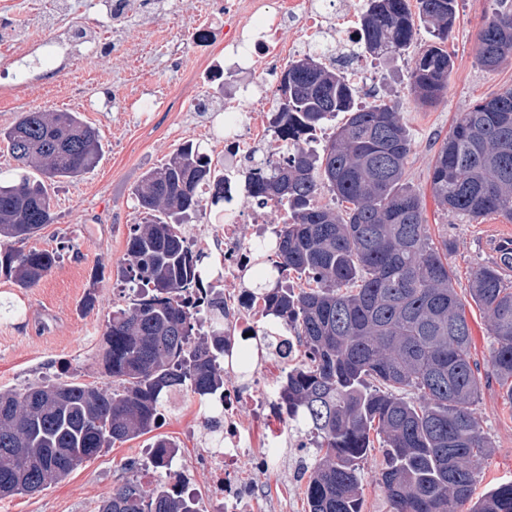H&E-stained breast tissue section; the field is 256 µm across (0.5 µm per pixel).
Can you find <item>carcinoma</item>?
Returning a JSON list of instances; mask_svg holds the SVG:
<instances>
[{"label": "carcinoma", "mask_w": 512, "mask_h": 512, "mask_svg": "<svg viewBox=\"0 0 512 512\" xmlns=\"http://www.w3.org/2000/svg\"><path fill=\"white\" fill-rule=\"evenodd\" d=\"M495 8L478 37L476 62L495 71L512 57V3ZM367 0L361 52L374 58L407 48L416 24L432 36L410 70L415 102L434 105L453 68L446 43L456 0ZM272 121L282 149L251 162L248 197L288 211L274 257L261 260L253 298L270 318L258 339L302 359L281 380L278 409L324 451L310 471L308 512H362L359 481L368 449L383 448L380 480L391 512H512V481L475 497L479 461L492 448L476 402L483 375L470 354L466 305L485 314L491 373L512 405V256L478 263L462 299L448 266V237L433 238L421 195L407 182L410 130L396 104L359 102L355 86L325 55L288 63ZM344 122L310 147L317 133ZM11 157L36 169L0 183V274L32 288L59 256L20 244L54 217L46 181L76 177L100 153L99 134L75 112L21 114L0 130ZM434 197L449 213L512 221V87L476 101L440 144L430 171ZM224 202V174L198 143L184 142L132 192L133 225L121 270L128 304L112 312L102 361L112 387L52 383L0 393V496L29 494L65 479L105 448L152 432L172 394L189 390L224 401V296L208 288L206 331L182 298L211 269L182 225ZM327 193L330 202L321 204ZM296 274L310 287L288 283ZM293 333L296 341L284 337ZM177 445L159 436L154 468ZM98 512H198L174 485L146 493L128 480Z\"/></svg>", "instance_id": "cac0c4a2"}]
</instances>
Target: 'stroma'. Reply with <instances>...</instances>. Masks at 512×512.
<instances>
[{
	"label": "stroma",
	"instance_id": "stroma-1",
	"mask_svg": "<svg viewBox=\"0 0 512 512\" xmlns=\"http://www.w3.org/2000/svg\"><path fill=\"white\" fill-rule=\"evenodd\" d=\"M489 7V0H458L448 39L454 68L432 107L418 106L408 93L409 67L431 42L425 29L400 55L362 59L371 73L361 91L364 102H395L412 133L406 177L422 196L432 236H448L454 245L448 264L461 292L472 268L494 258V237L512 234V223L500 218L476 223L444 214L429 182L435 153L460 113L512 86V62L489 72L475 60ZM223 21L224 0H163L119 24L102 0H0V130L29 110L76 112L98 130L101 143L94 168L50 184L54 221L27 242L59 252L57 265L32 288L0 277V392L63 381L111 386L100 354L108 317L126 304L120 271L129 232L140 221L134 186L188 140L200 143L214 163L224 161V123L212 111L224 101V51L196 39L198 29ZM86 27L95 28L94 43H73L72 35ZM53 36L62 47L49 54L43 45ZM89 292L97 298L91 310L83 307ZM501 395L489 377L477 406L493 443L481 465L480 494L512 481V407ZM206 413V404L189 391L167 402L155 435L172 439L179 450L160 476L124 468L128 460H146L154 437L146 434L104 449L41 492L0 498V512H97L100 500L126 479L149 491L158 481L185 475L192 479L199 512H212L204 451L216 442ZM305 438L289 429L281 466L259 474L270 487H286L288 512H306L308 472L321 457ZM382 461L380 448L369 450L361 470L362 512H390L379 484Z\"/></svg>",
	"mask_w": 512,
	"mask_h": 512
}]
</instances>
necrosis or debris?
Here are the masks:
<instances>
[{
    "mask_svg": "<svg viewBox=\"0 0 512 512\" xmlns=\"http://www.w3.org/2000/svg\"><path fill=\"white\" fill-rule=\"evenodd\" d=\"M224 16L233 22L224 31V69L227 75L255 81L259 92L256 109H247L233 94L225 96L220 107L224 114V150L243 167L266 142L270 113L281 108L276 90L260 82V75L284 65L291 50L300 44L310 49L324 46L333 52H355L361 32L356 27H337L335 10L316 9L313 0H224ZM290 18L298 21V38L294 41L283 35V25ZM224 188V302L230 312L225 331L236 337L250 327L257 309L244 272L251 267L256 247L263 241L259 235L240 237L237 227L266 223L267 211L259 204L250 214H241L234 203L241 192L238 179L227 178ZM243 392L241 386H225L224 403L216 409L224 418V446L208 453L209 495L212 501L231 503L234 512H256L268 492L258 486L254 471L242 462L251 446L250 418L240 411Z\"/></svg>",
    "mask_w": 512,
    "mask_h": 512,
    "instance_id": "obj_1",
    "label": "necrosis or debris"
}]
</instances>
